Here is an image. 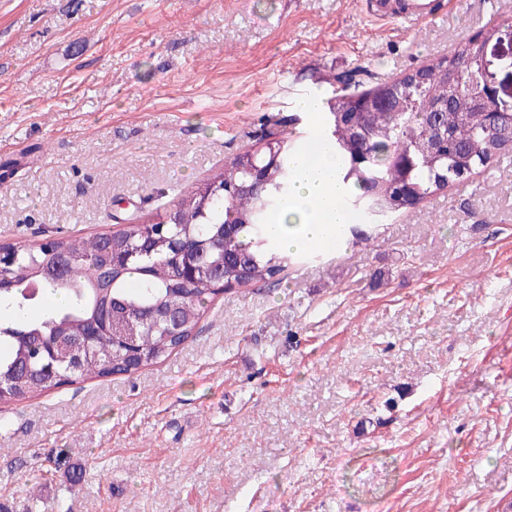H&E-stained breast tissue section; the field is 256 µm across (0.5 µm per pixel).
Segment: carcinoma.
I'll use <instances>...</instances> for the list:
<instances>
[{
    "instance_id": "1",
    "label": "carcinoma",
    "mask_w": 512,
    "mask_h": 512,
    "mask_svg": "<svg viewBox=\"0 0 512 512\" xmlns=\"http://www.w3.org/2000/svg\"><path fill=\"white\" fill-rule=\"evenodd\" d=\"M482 50L468 40L450 58L363 90H347L351 73L337 78L342 88L324 102L321 131L322 143L336 152L342 181L356 188L344 199L354 216L341 230L349 246L368 243L379 225L465 183L509 151V122L490 126L487 108L471 105L469 90H458ZM445 102L447 109L436 110ZM293 122L263 118L256 147L237 153L181 198L178 223L128 224L116 233L57 240L74 255L62 283L46 276L53 251L18 247L16 259L0 267V310L27 317L0 318V402L160 363L197 335L216 296L274 283L285 270L314 260L309 251L281 249L269 223L294 183L300 152L299 131L287 127ZM437 130L448 133L444 150L433 147ZM256 166L257 191L250 174ZM109 271L110 287L102 288L101 275ZM33 282L40 283L36 294L29 290ZM51 289L64 290L68 304L45 305ZM158 303L176 307V329L138 321L141 309ZM109 306L116 311L112 335L96 337L90 352L71 362L58 346L88 332Z\"/></svg>"
}]
</instances>
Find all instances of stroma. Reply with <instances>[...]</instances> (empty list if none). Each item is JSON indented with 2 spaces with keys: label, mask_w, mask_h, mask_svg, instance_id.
<instances>
[{
  "label": "stroma",
  "mask_w": 512,
  "mask_h": 512,
  "mask_svg": "<svg viewBox=\"0 0 512 512\" xmlns=\"http://www.w3.org/2000/svg\"><path fill=\"white\" fill-rule=\"evenodd\" d=\"M364 9L0 0V245L159 221L327 76L368 88L512 22ZM0 512H512V152L216 297L164 362L0 405Z\"/></svg>",
  "instance_id": "35a3bbf8"
}]
</instances>
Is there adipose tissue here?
<instances>
[{"label": "adipose tissue", "mask_w": 512, "mask_h": 512, "mask_svg": "<svg viewBox=\"0 0 512 512\" xmlns=\"http://www.w3.org/2000/svg\"><path fill=\"white\" fill-rule=\"evenodd\" d=\"M295 187L271 218L278 238L288 250H311L325 244L343 248L339 228L352 222L343 201L352 191L337 172L335 156L317 147L301 156L295 174Z\"/></svg>", "instance_id": "ef3b65f1"}]
</instances>
